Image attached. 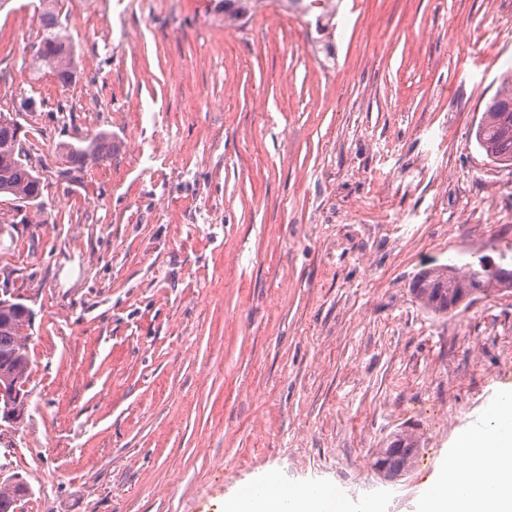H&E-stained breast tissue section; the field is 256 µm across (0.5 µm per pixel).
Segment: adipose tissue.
<instances>
[{"label": "adipose tissue", "mask_w": 512, "mask_h": 512, "mask_svg": "<svg viewBox=\"0 0 512 512\" xmlns=\"http://www.w3.org/2000/svg\"><path fill=\"white\" fill-rule=\"evenodd\" d=\"M466 452L467 469L440 468L424 512H512V409L495 430L471 434ZM491 467L502 473V482L489 484L485 472ZM224 512H348V507L331 486H286L270 470L225 498Z\"/></svg>", "instance_id": "1"}]
</instances>
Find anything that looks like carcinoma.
Returning a JSON list of instances; mask_svg holds the SVG:
<instances>
[{
	"label": "carcinoma",
	"instance_id": "cac0c4a2",
	"mask_svg": "<svg viewBox=\"0 0 512 512\" xmlns=\"http://www.w3.org/2000/svg\"><path fill=\"white\" fill-rule=\"evenodd\" d=\"M59 0H41L43 9L42 34L34 47L31 63L35 69H49L57 81L69 85L78 72V59L67 28L59 21ZM255 6L254 0H224V14L236 18L245 16ZM26 132L10 112L0 111V197L7 196L26 206L39 205L43 195L42 177L29 161L26 150L20 148ZM475 140L486 155L498 164L512 165V88H502L487 104L475 129ZM112 155V135L100 131L83 140L81 145H63L65 167L60 175L68 177L92 164L104 162ZM502 278L484 268H470L460 275L455 268L435 265L421 271L415 279L412 294L434 314L447 315L455 311L454 302L463 294L487 291L486 285ZM23 303L8 301L0 304V385L23 384L28 380L30 354L28 329L30 320L22 310ZM405 444L406 452L390 460L393 474L405 473L417 448V439L408 433H398L379 449L389 455L396 443ZM31 489L17 474L6 476L0 464V512H17L19 503Z\"/></svg>",
	"mask_w": 512,
	"mask_h": 512
}]
</instances>
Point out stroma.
I'll return each mask as SVG.
<instances>
[{
  "instance_id": "stroma-1",
  "label": "stroma",
  "mask_w": 512,
  "mask_h": 512,
  "mask_svg": "<svg viewBox=\"0 0 512 512\" xmlns=\"http://www.w3.org/2000/svg\"><path fill=\"white\" fill-rule=\"evenodd\" d=\"M62 0L71 85L30 63L40 0L0 8V110L41 210L0 198V289L34 313L29 405L0 464L20 512H224L268 469L350 512H422L512 400V288L455 314L435 264L512 269V167L475 128L512 64V0H342L334 39L260 0ZM112 156L58 178L59 146ZM415 434L384 481L376 452ZM479 260L478 267L459 275L452 266L435 265L421 271L415 279L412 294L434 314L447 315L455 311L454 302L464 293L474 295L487 291L493 280L505 284L502 277L487 272ZM404 443L405 447L407 448L406 452L397 458H389L387 461H390V469L391 472H393L394 476L401 473L400 476H402L410 467L412 459L415 455L417 446V439L412 435L408 433H397L392 440L387 443L386 448H380L376 460L374 462V467L377 470V466L379 464L380 458L385 457L389 455L390 449L393 447L395 443ZM383 454L382 456H380Z\"/></svg>"
}]
</instances>
